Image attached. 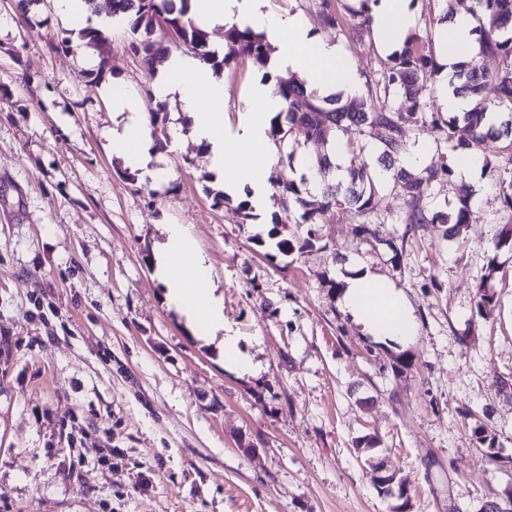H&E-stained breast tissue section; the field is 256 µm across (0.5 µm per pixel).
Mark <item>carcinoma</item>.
<instances>
[{
  "mask_svg": "<svg viewBox=\"0 0 512 512\" xmlns=\"http://www.w3.org/2000/svg\"><path fill=\"white\" fill-rule=\"evenodd\" d=\"M187 0H104L108 13L126 21L130 32L129 49L151 71L155 61L166 53V47L156 37L161 31L175 30L184 51L220 72V65L233 58L238 50L247 52L258 63H265L269 46L249 28L236 27L226 31L224 57L218 58L210 49L208 31L188 16ZM477 47L474 55L456 66L453 89L467 98L471 107L462 115L446 119L432 112L422 115L439 132V139L448 151L462 154L472 150L473 143L455 137V128L464 122L474 140L493 141L494 171L499 173V190L506 208L512 210V0H474L472 9ZM495 56L503 67L495 74L481 68L479 58ZM390 65L378 81L375 93L366 99L348 101L343 94L321 95L308 90L294 77L278 78L276 93L284 109L271 121L270 135L292 166L293 146L285 140L287 132L297 127L306 139L333 141L336 133L346 136V146L360 152L372 151L375 160L360 168L339 173L335 151L318 155L313 167L317 180L306 176L292 179L280 177L273 188L283 199L293 198L301 212L296 220L306 224V237L299 248L308 246L313 237L312 226L320 223L334 208L345 206L358 216L371 214L375 198L390 180H400L410 197V208L403 217L406 231L421 224H446L452 237L463 234L468 224L471 194L459 188L457 205L448 212L429 209L433 189L441 183L451 184L455 178L453 166L444 160V153L430 159L418 171L404 165L407 140L402 129V114L388 105L393 95L405 98L415 110L423 108L419 83H439L441 66L422 38L409 35L401 50L392 54ZM320 113L326 126L311 124V115Z\"/></svg>",
  "mask_w": 512,
  "mask_h": 512,
  "instance_id": "obj_1",
  "label": "carcinoma"
}]
</instances>
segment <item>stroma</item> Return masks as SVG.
Segmentation results:
<instances>
[{
  "instance_id": "stroma-1",
  "label": "stroma",
  "mask_w": 512,
  "mask_h": 512,
  "mask_svg": "<svg viewBox=\"0 0 512 512\" xmlns=\"http://www.w3.org/2000/svg\"><path fill=\"white\" fill-rule=\"evenodd\" d=\"M355 4L268 7L301 13L340 45L361 98L388 54L372 27L348 35L320 16ZM83 26L56 0H38L28 23L16 0H0V512H391L379 461L406 487L410 512L504 503L512 393L496 380H512V247L495 240L512 210L492 173L455 177L473 190L462 239L441 224L406 232L408 196L389 185L366 219L335 209L311 245L279 251L305 233L298 204L272 193L258 205L245 191L215 204L207 190L223 179L178 100L150 133L183 147L147 170L117 153L112 130L125 118L111 95L133 94L150 112L157 77L123 31L103 77H87ZM222 74L233 130L251 87L277 77L244 53ZM390 104L403 115L405 164L420 169L438 134L403 98ZM171 224L193 237L252 372L225 365L222 336L169 304L157 261ZM491 260L497 303L481 315ZM365 268L402 292L413 340L371 336L342 306L340 285ZM466 408L495 458L473 441ZM366 438L373 449L358 450Z\"/></svg>"
}]
</instances>
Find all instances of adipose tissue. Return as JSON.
I'll list each match as a JSON object with an SVG mask.
<instances>
[{
	"instance_id": "obj_1",
	"label": "adipose tissue",
	"mask_w": 512,
	"mask_h": 512,
	"mask_svg": "<svg viewBox=\"0 0 512 512\" xmlns=\"http://www.w3.org/2000/svg\"><path fill=\"white\" fill-rule=\"evenodd\" d=\"M409 0H379L373 26L386 48L398 50L413 27ZM193 18L206 27L234 24L250 27L274 48L275 71L294 74L307 86L327 92L336 88L346 95L355 92V79L344 62L339 45L314 33L300 13H275L264 8V0H196ZM472 24L466 15L456 16L449 42L442 47V93L444 108L451 113L469 108L467 98L449 92L447 81L462 56L474 46ZM160 97H175L190 111L194 136L209 148L211 168L224 179L226 195H236L249 186L256 202L268 194V163L271 149L268 130L274 113L283 103L269 84L255 83L249 107L234 133L224 129V81L193 56L174 53L162 65L157 84ZM112 142L119 153L133 154L140 167L152 158L176 150L173 139L163 145L152 143L144 118L134 119L113 131ZM159 262L168 272L167 299L181 309L190 323L224 332V361L237 371H251L250 360L241 352L240 338L226 329L224 311L207 288L209 270L196 254L195 241L180 224L167 228V241ZM344 307L366 330L376 336L409 341L416 335L413 313L402 295L384 279L364 271L350 278L342 293Z\"/></svg>"
}]
</instances>
